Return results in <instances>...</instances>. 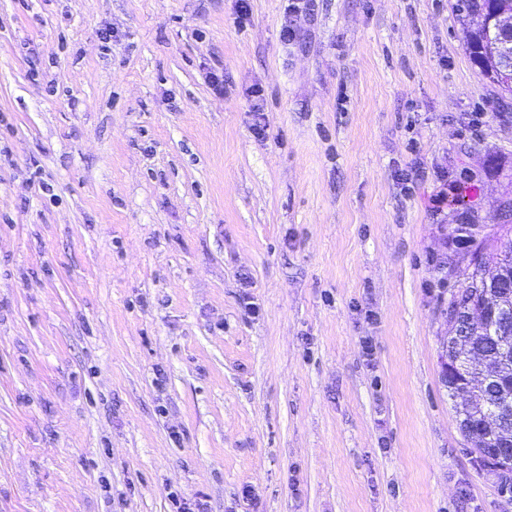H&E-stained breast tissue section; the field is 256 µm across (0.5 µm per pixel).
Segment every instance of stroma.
I'll return each mask as SVG.
<instances>
[{
  "mask_svg": "<svg viewBox=\"0 0 512 512\" xmlns=\"http://www.w3.org/2000/svg\"><path fill=\"white\" fill-rule=\"evenodd\" d=\"M287 5L0 0V512H512L445 368L512 96L457 0Z\"/></svg>",
  "mask_w": 512,
  "mask_h": 512,
  "instance_id": "stroma-1",
  "label": "stroma"
}]
</instances>
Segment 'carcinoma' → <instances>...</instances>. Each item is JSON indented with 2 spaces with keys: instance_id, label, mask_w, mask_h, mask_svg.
Listing matches in <instances>:
<instances>
[{
  "instance_id": "1",
  "label": "carcinoma",
  "mask_w": 512,
  "mask_h": 512,
  "mask_svg": "<svg viewBox=\"0 0 512 512\" xmlns=\"http://www.w3.org/2000/svg\"><path fill=\"white\" fill-rule=\"evenodd\" d=\"M462 12V26L467 49L478 66L480 74L491 83H497L496 73L500 61L489 52V21L512 24V0H463L458 8ZM480 252L481 263L466 273L464 284L448 303V315L458 314L455 323L448 326V341L457 347L460 354L473 353L484 359V370L497 373L505 390L494 388L477 394L466 404L454 402L460 429L465 437L475 443L470 452L485 467L501 478V487H506L512 477V457L499 455L495 449L512 439V416L501 420L496 442L484 441L480 435L479 422L475 417L491 410L498 404L512 401L511 361H503L501 348L507 347L512 354V293L507 292V282L512 280V226L501 225L478 244L469 245V252ZM494 303L501 308L507 324L495 328L486 326L462 335L464 315L462 310L474 306Z\"/></svg>"
}]
</instances>
